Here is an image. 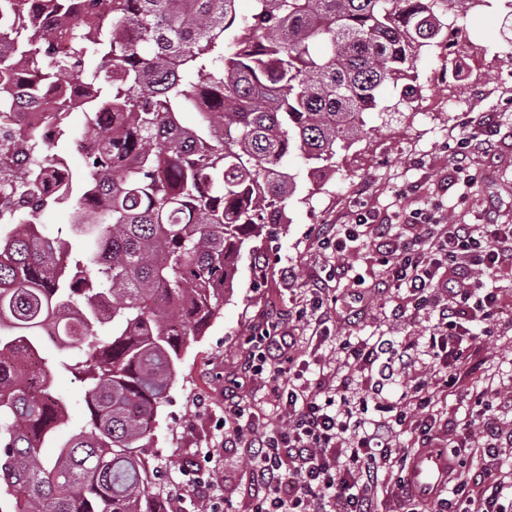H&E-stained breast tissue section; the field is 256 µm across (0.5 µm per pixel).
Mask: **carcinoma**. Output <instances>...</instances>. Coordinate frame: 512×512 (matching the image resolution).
I'll return each mask as SVG.
<instances>
[{"label": "carcinoma", "instance_id": "carcinoma-1", "mask_svg": "<svg viewBox=\"0 0 512 512\" xmlns=\"http://www.w3.org/2000/svg\"><path fill=\"white\" fill-rule=\"evenodd\" d=\"M30 23L0 57L48 84L64 74L86 102L84 135L102 143L86 172L59 182L38 129L32 167L0 203V502L8 512H162L153 447L158 409L184 347L219 314L237 258L269 215L286 223L296 153L336 167L371 129L379 90L414 99L416 59L489 0H25ZM65 24L35 27L44 11ZM191 111L198 125H181ZM74 198L92 220L54 233L39 214ZM49 341L56 354L44 358ZM85 384L88 420L54 458L42 448L68 418L54 377Z\"/></svg>", "mask_w": 512, "mask_h": 512}]
</instances>
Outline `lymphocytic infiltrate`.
<instances>
[{
    "label": "lymphocytic infiltrate",
    "mask_w": 512,
    "mask_h": 512,
    "mask_svg": "<svg viewBox=\"0 0 512 512\" xmlns=\"http://www.w3.org/2000/svg\"><path fill=\"white\" fill-rule=\"evenodd\" d=\"M369 227L390 288H410L421 305L435 303L438 321L429 336H411L394 349L400 369L413 383L398 398L375 392L378 418L362 420L363 401L350 383L323 384L310 391L293 365L292 383L277 395L285 427L249 440L251 406L225 407L224 440H247L255 480L249 512H377L378 499H396L399 512H422L423 495L406 480L414 447L431 446L434 432L446 431L447 447L469 448L491 459L512 447V430L491 417L499 395L494 383L465 394L473 369L463 343L470 322L489 323L498 310L497 295L482 290L480 275L512 263L511 224H471L429 212L412 215L406 226L369 224L366 215L343 225L337 238H322V248L344 252L347 242ZM466 395L470 418L443 426L438 415L449 397ZM449 512H512V467L491 475L455 468L449 481Z\"/></svg>",
    "instance_id": "obj_1"
}]
</instances>
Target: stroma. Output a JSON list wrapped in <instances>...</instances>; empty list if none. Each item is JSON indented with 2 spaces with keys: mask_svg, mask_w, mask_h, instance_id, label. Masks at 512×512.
I'll return each mask as SVG.
<instances>
[{
  "mask_svg": "<svg viewBox=\"0 0 512 512\" xmlns=\"http://www.w3.org/2000/svg\"><path fill=\"white\" fill-rule=\"evenodd\" d=\"M464 24L482 52L477 73L458 79L443 49L425 51L417 61L421 92L414 109L397 107L396 89L381 87L387 111L366 114L373 133L339 152L336 174L314 179L311 165L290 158L286 170L295 175L297 191L288 203L289 223L266 225L255 249L242 251L232 295L204 335L185 347L177 378L159 409L150 462L168 510L184 481L182 467L191 460L214 472L232 512H245L253 490L248 450L225 446L222 421L225 406L242 399L256 413L255 434L285 423L269 374L246 370L252 337L268 327L294 336V355L310 364L304 374L309 387L329 375L352 379L367 399L376 382L392 399L404 390V373L385 380L375 371L342 366L340 344L348 339L395 345L404 336L424 335L426 328L397 317L400 292L378 290L385 273L369 236L348 243L340 268L335 253L319 244L327 229L351 223L360 209L378 224L406 223L417 210L450 215L463 193L468 222L512 224V8L507 0H492ZM485 116L493 117L496 132L468 152L469 172L479 177L468 189L464 174L455 170L457 142L464 126L478 127ZM357 274L366 280V290L351 288ZM493 285L505 314L499 322L477 325L481 341L470 353L478 365L491 359L494 372L512 383V271L499 272ZM316 286L338 299L324 323L312 314L295 315L306 303L307 289ZM55 388L70 399V418L56 444L45 449L48 457L56 456L58 443L88 419L80 381L60 376Z\"/></svg>",
  "mask_w": 512,
  "mask_h": 512,
  "instance_id": "1",
  "label": "stroma"
}]
</instances>
